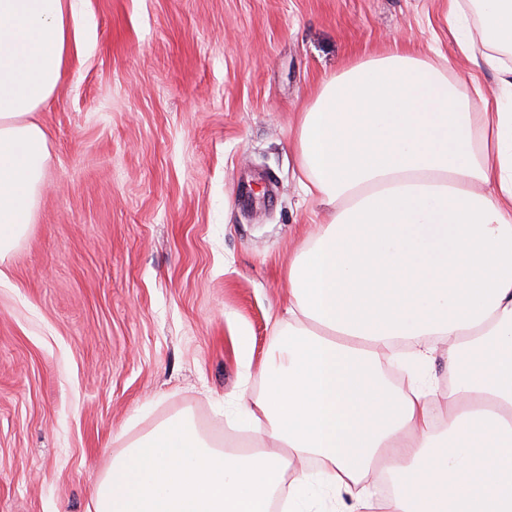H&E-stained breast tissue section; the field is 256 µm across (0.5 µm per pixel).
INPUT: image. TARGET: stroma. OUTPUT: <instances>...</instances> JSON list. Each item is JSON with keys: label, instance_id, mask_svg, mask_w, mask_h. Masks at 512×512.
Masks as SVG:
<instances>
[{"label": "stroma", "instance_id": "stroma-1", "mask_svg": "<svg viewBox=\"0 0 512 512\" xmlns=\"http://www.w3.org/2000/svg\"><path fill=\"white\" fill-rule=\"evenodd\" d=\"M34 113L48 157L0 263V512H87L113 456L185 414L216 446L265 383L285 269L324 209L296 134L318 85L393 46L454 58L448 0H84Z\"/></svg>", "mask_w": 512, "mask_h": 512}]
</instances>
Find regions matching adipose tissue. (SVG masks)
Returning <instances> with one entry per match:
<instances>
[{
    "instance_id": "adipose-tissue-1",
    "label": "adipose tissue",
    "mask_w": 512,
    "mask_h": 512,
    "mask_svg": "<svg viewBox=\"0 0 512 512\" xmlns=\"http://www.w3.org/2000/svg\"><path fill=\"white\" fill-rule=\"evenodd\" d=\"M78 0H0V261L26 232L47 157L33 112L68 49L88 50ZM481 40L512 48V0H476ZM425 57L394 51L324 80L300 117V186L322 233L288 265V326L243 417L260 442L219 448L178 417L115 456L88 512H512V111L469 110ZM410 348L408 387L378 357ZM448 387L426 377L438 345ZM317 468L293 481L296 460Z\"/></svg>"
}]
</instances>
